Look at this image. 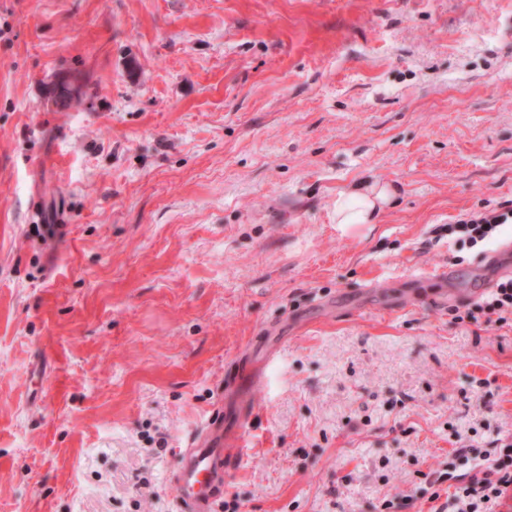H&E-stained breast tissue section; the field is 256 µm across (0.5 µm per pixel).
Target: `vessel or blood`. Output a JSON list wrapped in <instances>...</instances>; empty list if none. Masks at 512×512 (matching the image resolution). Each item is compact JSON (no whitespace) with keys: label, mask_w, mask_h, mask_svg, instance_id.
<instances>
[{"label":"vessel or blood","mask_w":512,"mask_h":512,"mask_svg":"<svg viewBox=\"0 0 512 512\" xmlns=\"http://www.w3.org/2000/svg\"><path fill=\"white\" fill-rule=\"evenodd\" d=\"M233 445L224 437L222 416L215 415L180 450L172 484L181 512H215L224 483L235 468Z\"/></svg>","instance_id":"1"}]
</instances>
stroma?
Here are the masks:
<instances>
[{"instance_id": "obj_1", "label": "stroma", "mask_w": 512, "mask_h": 512, "mask_svg": "<svg viewBox=\"0 0 512 512\" xmlns=\"http://www.w3.org/2000/svg\"><path fill=\"white\" fill-rule=\"evenodd\" d=\"M511 200L512 0H0V512H179L219 410L240 512H436L512 321L428 296L512 276L448 234ZM394 188L387 184L370 187L358 186L336 198L334 216L336 224L344 232L361 224H375L378 210L391 202Z\"/></svg>"}]
</instances>
